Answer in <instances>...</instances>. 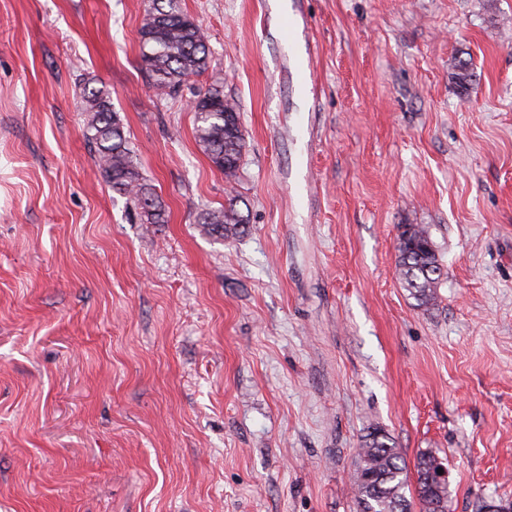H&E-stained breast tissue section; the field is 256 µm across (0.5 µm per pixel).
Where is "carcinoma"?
<instances>
[{"label":"carcinoma","instance_id":"carcinoma-1","mask_svg":"<svg viewBox=\"0 0 512 512\" xmlns=\"http://www.w3.org/2000/svg\"><path fill=\"white\" fill-rule=\"evenodd\" d=\"M139 35L141 68L153 86L168 95L178 91L185 77L201 72L208 63L206 34L184 12L181 0H148ZM198 96L200 101L194 109L196 140L231 185L238 179L245 148L237 104L224 97L218 84L198 91ZM80 103L95 160L112 191L139 210L142 223H166V209L139 169L124 125L112 107L111 93L85 86ZM199 223L217 240L242 234L246 219L238 209V196L228 191L224 206L204 211ZM397 239V277L417 306L428 309L436 304L442 277L429 227L403 224ZM358 457L353 483L359 512H413L416 506L419 512H448V484L430 475L441 465L435 451L428 449L417 456L413 481L402 453L380 428L365 436Z\"/></svg>","mask_w":512,"mask_h":512}]
</instances>
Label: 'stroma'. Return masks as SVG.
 <instances>
[{
  "instance_id": "1",
  "label": "stroma",
  "mask_w": 512,
  "mask_h": 512,
  "mask_svg": "<svg viewBox=\"0 0 512 512\" xmlns=\"http://www.w3.org/2000/svg\"><path fill=\"white\" fill-rule=\"evenodd\" d=\"M183 7L211 54L170 96L145 0H0V512H358L375 427L438 451L448 512L512 501V0ZM87 83L167 223L101 176ZM214 83L246 138L224 241L196 222L230 189L193 133ZM402 224L437 247L427 311ZM396 274L417 306H435L442 270L429 227L403 224L398 230Z\"/></svg>"
}]
</instances>
